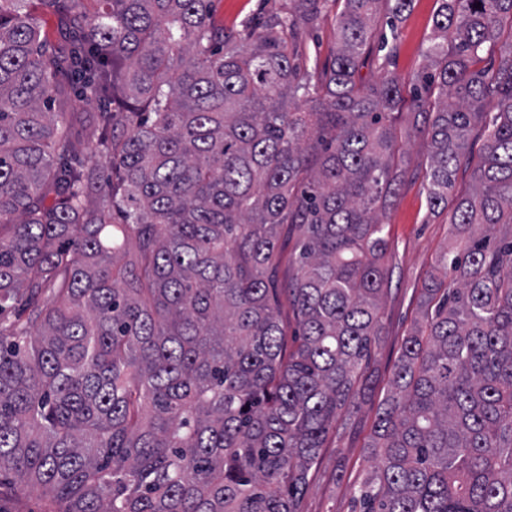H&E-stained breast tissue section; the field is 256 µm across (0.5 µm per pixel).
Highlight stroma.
Listing matches in <instances>:
<instances>
[{
    "label": "stroma",
    "mask_w": 512,
    "mask_h": 512,
    "mask_svg": "<svg viewBox=\"0 0 512 512\" xmlns=\"http://www.w3.org/2000/svg\"><path fill=\"white\" fill-rule=\"evenodd\" d=\"M290 0H222L219 17L228 32H240L262 13L283 12ZM437 0H412L398 23L397 35L385 51H374L359 68L360 83L375 82L383 71L409 78L422 64L432 30ZM335 7H328L317 27H298L295 49L308 68L322 67L335 41ZM398 149L395 162L404 177L393 205L385 212L389 247L383 260L386 282L381 298V334L372 345L354 408L340 415L320 451L318 465L297 501V512H360L358 487L368 469L365 446L377 409L385 397L400 347L418 317L421 295L439 259L452 240L449 212H431L426 197L429 140L412 127L408 113L395 123ZM49 494L0 479V512H50Z\"/></svg>",
    "instance_id": "obj_1"
}]
</instances>
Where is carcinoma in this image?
Returning a JSON list of instances; mask_svg holds the SVG:
<instances>
[{"instance_id": "carcinoma-1", "label": "carcinoma", "mask_w": 512, "mask_h": 512, "mask_svg": "<svg viewBox=\"0 0 512 512\" xmlns=\"http://www.w3.org/2000/svg\"><path fill=\"white\" fill-rule=\"evenodd\" d=\"M327 2L233 34L215 0H0V315L25 313L0 322V473L54 512H295L379 332L404 106L454 240L361 509L512 512V0H440L408 101L389 72L355 75L379 5L393 28L411 0H333V60L310 73L292 37ZM489 103L473 189L451 200Z\"/></svg>"}]
</instances>
